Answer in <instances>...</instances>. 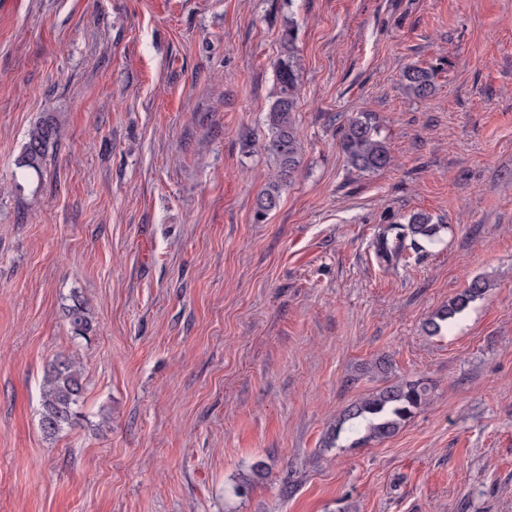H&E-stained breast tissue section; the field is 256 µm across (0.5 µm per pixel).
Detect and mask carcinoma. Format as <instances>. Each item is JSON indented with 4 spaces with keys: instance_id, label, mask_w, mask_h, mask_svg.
<instances>
[{
    "instance_id": "1",
    "label": "carcinoma",
    "mask_w": 512,
    "mask_h": 512,
    "mask_svg": "<svg viewBox=\"0 0 512 512\" xmlns=\"http://www.w3.org/2000/svg\"><path fill=\"white\" fill-rule=\"evenodd\" d=\"M298 71L299 64L291 50L276 63L275 99L267 116L266 141L275 174L256 201L255 217L259 221L278 206L282 191L288 187L302 162V143L294 117L298 102ZM404 78L407 89L416 97L425 99L432 95L433 75L428 69L411 65ZM59 137L60 127L55 116L50 112L42 113L29 130L16 167L25 173H41L49 148L57 144ZM340 145L350 164L359 171L378 172L392 164L391 153L367 113H359L341 127ZM439 229L440 225L431 223L429 216L415 214L394 236L379 235L374 242L375 253L387 260L396 259L409 245L419 250L422 243L434 242ZM489 291L490 284L485 278H472L467 288L425 321L423 330L430 336L439 334L444 325ZM64 316L74 337L84 338L92 330L90 312L79 295L71 296V303L64 307ZM84 394L80 358L73 353L56 356L49 364L42 384L39 425L46 438H55L80 420L79 407ZM428 394L429 387L419 381L397 382L349 404L336 418L328 447H339V441L352 434L360 435L362 442L394 436L403 423L426 404Z\"/></svg>"
}]
</instances>
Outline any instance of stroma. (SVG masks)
<instances>
[{
    "label": "stroma",
    "instance_id": "35a3bbf8",
    "mask_svg": "<svg viewBox=\"0 0 512 512\" xmlns=\"http://www.w3.org/2000/svg\"><path fill=\"white\" fill-rule=\"evenodd\" d=\"M290 48L303 164L259 221ZM44 112L61 138L27 177ZM361 112L394 158L374 174L340 146ZM418 212L439 241L377 258ZM73 351L81 417L49 440ZM402 380L431 393L396 435L327 448ZM0 512H512V0H0ZM407 89L416 97L425 99L434 89L432 73L418 65H410L404 73ZM489 282L483 277H474L467 288L456 294L441 309L430 316L423 325V330L430 336L438 335L445 324L478 299L484 298L491 290ZM64 316L74 337L85 338L92 330V318L86 302L75 293L71 296V304L64 307ZM85 389L80 358L73 353L57 355L49 364L42 384L39 425L47 439L55 438L79 421Z\"/></svg>",
    "mask_w": 512,
    "mask_h": 512
}]
</instances>
